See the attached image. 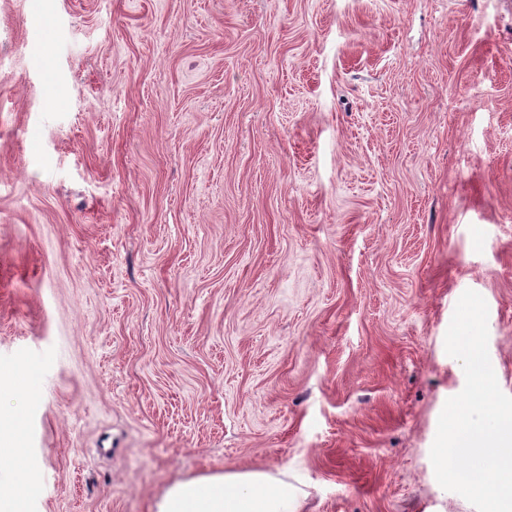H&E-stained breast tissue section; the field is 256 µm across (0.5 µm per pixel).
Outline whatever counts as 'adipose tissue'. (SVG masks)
<instances>
[{
	"instance_id": "obj_1",
	"label": "adipose tissue",
	"mask_w": 512,
	"mask_h": 512,
	"mask_svg": "<svg viewBox=\"0 0 512 512\" xmlns=\"http://www.w3.org/2000/svg\"><path fill=\"white\" fill-rule=\"evenodd\" d=\"M150 512H298V492L265 472L217 473L174 482Z\"/></svg>"
}]
</instances>
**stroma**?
<instances>
[{"label":"stroma","mask_w":512,"mask_h":512,"mask_svg":"<svg viewBox=\"0 0 512 512\" xmlns=\"http://www.w3.org/2000/svg\"><path fill=\"white\" fill-rule=\"evenodd\" d=\"M468 289L512 396V0H0V512H475ZM150 512H298V492L265 472L217 473L174 482Z\"/></svg>","instance_id":"obj_1"}]
</instances>
